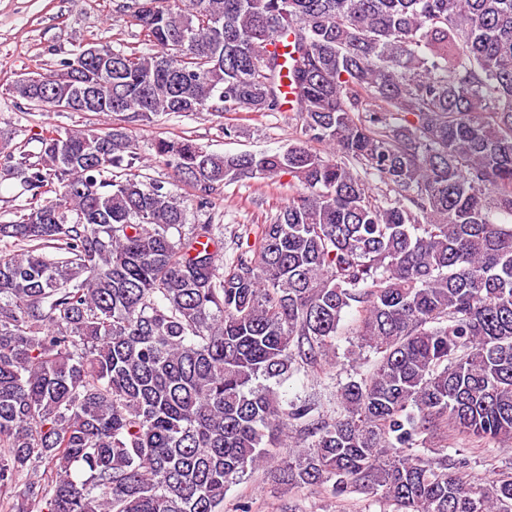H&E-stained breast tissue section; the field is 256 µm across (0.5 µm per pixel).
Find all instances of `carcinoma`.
<instances>
[{
    "mask_svg": "<svg viewBox=\"0 0 512 512\" xmlns=\"http://www.w3.org/2000/svg\"><path fill=\"white\" fill-rule=\"evenodd\" d=\"M134 18L149 51L100 44L105 73L82 49L12 95L141 125L291 94L307 140L282 151L152 148L199 211L228 181L300 190L226 266L174 188L113 173L138 160L128 128L38 137L36 204L0 224V509L224 512L277 460L290 489L512 512V470L478 487L448 453L512 444V0H142ZM350 309L374 358L336 415L266 384L321 367Z\"/></svg>",
    "mask_w": 512,
    "mask_h": 512,
    "instance_id": "obj_1",
    "label": "carcinoma"
}]
</instances>
